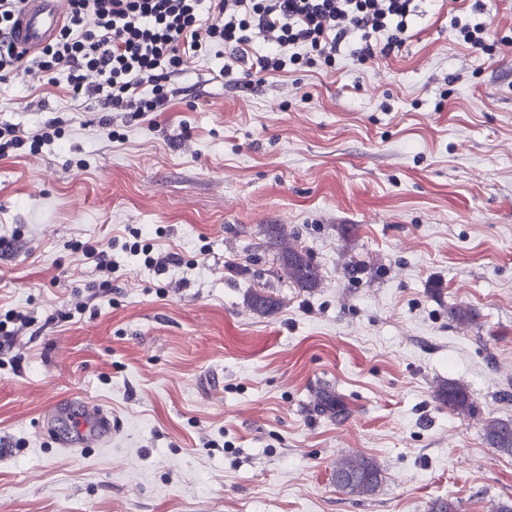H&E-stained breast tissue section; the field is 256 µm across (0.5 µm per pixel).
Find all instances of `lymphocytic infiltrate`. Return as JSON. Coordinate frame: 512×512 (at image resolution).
<instances>
[{
	"label": "lymphocytic infiltrate",
	"instance_id": "1",
	"mask_svg": "<svg viewBox=\"0 0 512 512\" xmlns=\"http://www.w3.org/2000/svg\"><path fill=\"white\" fill-rule=\"evenodd\" d=\"M25 0H0V79L67 74L68 92L101 112L161 111L183 73L185 59L214 45L244 59L253 32L264 33L268 51L259 72L288 65L334 67L350 34L360 45L350 54L365 63L389 58L406 39L416 0H70L55 38L34 56L17 51L13 36ZM97 80L89 84L86 73ZM61 134L50 120L30 137L18 125L0 124V156L29 145L41 151Z\"/></svg>",
	"mask_w": 512,
	"mask_h": 512
}]
</instances>
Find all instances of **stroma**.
<instances>
[{"instance_id":"1","label":"stroma","mask_w":512,"mask_h":512,"mask_svg":"<svg viewBox=\"0 0 512 512\" xmlns=\"http://www.w3.org/2000/svg\"><path fill=\"white\" fill-rule=\"evenodd\" d=\"M452 8L419 0L390 58L246 87L248 62L212 48L164 112L0 83V123H62L41 152L0 157V318H31L0 354V512L512 504V456L482 430L512 421V48L463 43ZM456 15L512 38V0ZM268 224L312 254L318 288L278 276ZM132 227L179 263L145 266ZM78 241L111 244L109 279ZM255 292L279 310L250 311ZM448 381L475 416L438 402ZM85 399L111 412V445L58 447ZM354 454L383 470L370 495L332 480Z\"/></svg>"}]
</instances>
